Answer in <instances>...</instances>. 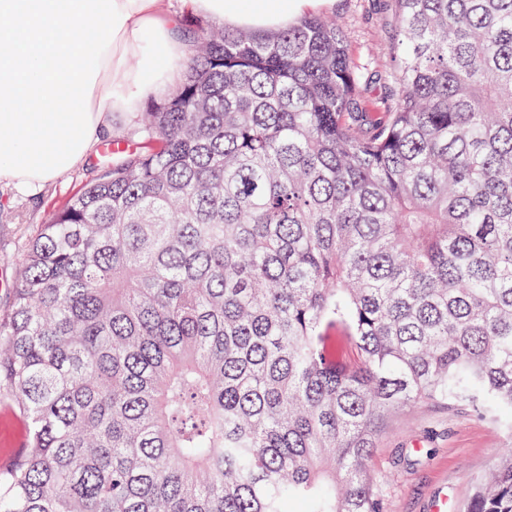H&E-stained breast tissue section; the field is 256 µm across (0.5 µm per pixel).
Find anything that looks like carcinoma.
<instances>
[{
  "mask_svg": "<svg viewBox=\"0 0 512 512\" xmlns=\"http://www.w3.org/2000/svg\"><path fill=\"white\" fill-rule=\"evenodd\" d=\"M184 26L188 63L41 225L0 316V512H382L383 416L512 427V0ZM468 512H512V448ZM27 427L10 403L0 401V468H4L22 448Z\"/></svg>",
  "mask_w": 512,
  "mask_h": 512,
  "instance_id": "cac0c4a2",
  "label": "carcinoma"
}]
</instances>
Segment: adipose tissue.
<instances>
[{"label": "adipose tissue", "mask_w": 512, "mask_h": 512, "mask_svg": "<svg viewBox=\"0 0 512 512\" xmlns=\"http://www.w3.org/2000/svg\"><path fill=\"white\" fill-rule=\"evenodd\" d=\"M156 0H0V182L33 189L89 158L108 113L181 80V16ZM232 29L287 27L324 0H183Z\"/></svg>", "instance_id": "adipose-tissue-1"}]
</instances>
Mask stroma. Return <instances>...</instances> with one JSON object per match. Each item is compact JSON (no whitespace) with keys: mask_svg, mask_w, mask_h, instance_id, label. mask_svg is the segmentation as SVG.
Wrapping results in <instances>:
<instances>
[{"mask_svg":"<svg viewBox=\"0 0 512 512\" xmlns=\"http://www.w3.org/2000/svg\"><path fill=\"white\" fill-rule=\"evenodd\" d=\"M325 15L340 17L352 59L384 72L391 68L388 47L396 36L393 13L384 0H332ZM105 161L98 145L89 160L57 180L33 190L0 183V312L10 305V289L28 241L41 224L85 184ZM27 427L10 403L0 401V468L22 448ZM512 445V428L481 418L463 405L423 403L393 414L376 440L371 468L380 479L384 512H433L447 496L455 512L474 493L478 479L498 465Z\"/></svg>","mask_w":512,"mask_h":512,"instance_id":"1","label":"stroma"}]
</instances>
